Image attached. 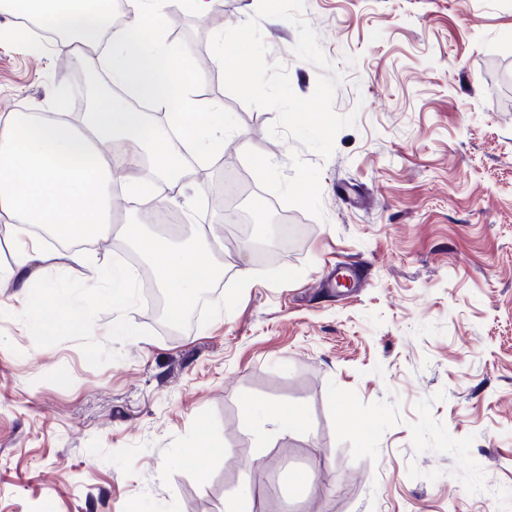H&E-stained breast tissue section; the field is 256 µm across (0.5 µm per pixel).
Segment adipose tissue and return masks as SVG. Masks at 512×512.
<instances>
[{
	"mask_svg": "<svg viewBox=\"0 0 512 512\" xmlns=\"http://www.w3.org/2000/svg\"><path fill=\"white\" fill-rule=\"evenodd\" d=\"M216 0H137L122 25L112 21V0H0L11 10L51 22L59 36L58 55L82 64L89 53L113 84L151 100L154 112H138L121 97L96 99L77 123L65 120L66 95L52 102L57 118L36 112L0 114V219L11 220L14 240L8 265L0 266V285L18 295L39 294L42 302L62 303L47 280L50 253L33 226L58 240H89L112 228V158L122 155L128 169L124 190L154 204L171 201L183 190L188 157L205 163L222 156L228 117L202 108L191 93L197 68L188 52L167 47L158 38L165 10L180 5L197 16L212 12ZM180 90L171 97L170 87ZM151 128V138L140 132ZM128 237L142 244L162 275L171 316H180L197 290L213 275L210 242L202 237L182 250L145 235L141 225L128 224ZM112 286L100 291V278ZM87 290L101 303L120 309L135 298V277L113 266L104 276L86 279Z\"/></svg>",
	"mask_w": 512,
	"mask_h": 512,
	"instance_id": "ef3b65f1",
	"label": "adipose tissue"
}]
</instances>
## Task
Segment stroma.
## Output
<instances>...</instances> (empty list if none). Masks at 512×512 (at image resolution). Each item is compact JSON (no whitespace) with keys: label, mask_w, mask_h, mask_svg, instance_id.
Instances as JSON below:
<instances>
[{"label":"stroma","mask_w":512,"mask_h":512,"mask_svg":"<svg viewBox=\"0 0 512 512\" xmlns=\"http://www.w3.org/2000/svg\"><path fill=\"white\" fill-rule=\"evenodd\" d=\"M257 5L167 10L165 43L199 65L195 98L233 130L223 156L192 164L172 205L186 223H152L129 197L91 244L98 265L141 278L154 268L125 221L209 236L214 274L178 331L142 296L114 314L56 257L48 277L89 310L85 334H38L0 288V512H223L247 486L253 512L270 492L286 512H512V0H306L343 77L334 109L357 114L326 159L271 137L275 112L228 93L208 62L211 36ZM261 30L268 61L312 95L320 70L294 56L296 28ZM62 91L76 94L74 69L52 41L0 44V113L49 111ZM232 184L248 196L230 199ZM260 194L301 228L263 255L225 220L262 229ZM117 317L130 335H113ZM248 403L307 421L280 432ZM212 440L223 455L205 454Z\"/></svg>","instance_id":"stroma-1"}]
</instances>
